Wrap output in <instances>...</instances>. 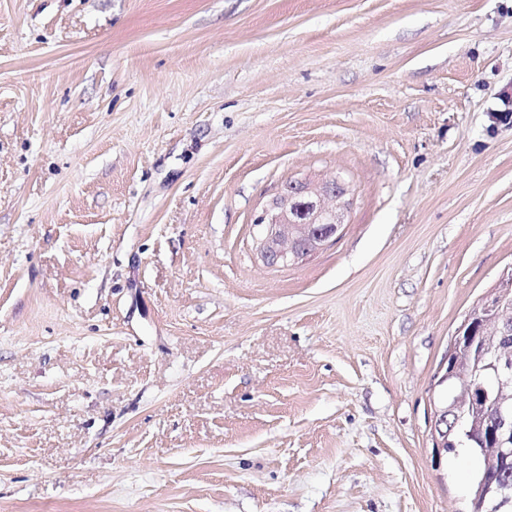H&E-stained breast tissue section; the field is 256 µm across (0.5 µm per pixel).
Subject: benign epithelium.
<instances>
[{"instance_id": "7a95c632", "label": "benign epithelium", "mask_w": 512, "mask_h": 512, "mask_svg": "<svg viewBox=\"0 0 512 512\" xmlns=\"http://www.w3.org/2000/svg\"><path fill=\"white\" fill-rule=\"evenodd\" d=\"M346 194L337 182H325L316 190L303 183L286 185L279 195L278 208L264 212L256 220L263 263L270 267L296 264L324 248L341 226V200ZM326 197L333 198V207L320 206ZM511 335L512 269L476 304L448 353V365L439 383L453 379L459 389L454 399L438 411L435 455L448 452V434L460 416H476L485 407L491 389L496 394L497 411L475 423L486 471H512V352L501 348ZM491 493L498 495L501 512L512 509V484L491 487L483 481L476 495L485 497Z\"/></svg>"}]
</instances>
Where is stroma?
Returning <instances> with one entry per match:
<instances>
[{
  "label": "stroma",
  "mask_w": 512,
  "mask_h": 512,
  "mask_svg": "<svg viewBox=\"0 0 512 512\" xmlns=\"http://www.w3.org/2000/svg\"><path fill=\"white\" fill-rule=\"evenodd\" d=\"M511 266L512 0H0V512H469L437 374ZM346 194L338 182H325L316 190L303 183L286 185L279 195V208L266 210L256 220V226L260 227L257 240L263 263L270 267L296 264L323 249L342 224L341 200ZM326 197H333V208L323 207L322 201ZM301 202L313 206L309 219L296 217L295 207Z\"/></svg>",
  "instance_id": "1"
}]
</instances>
